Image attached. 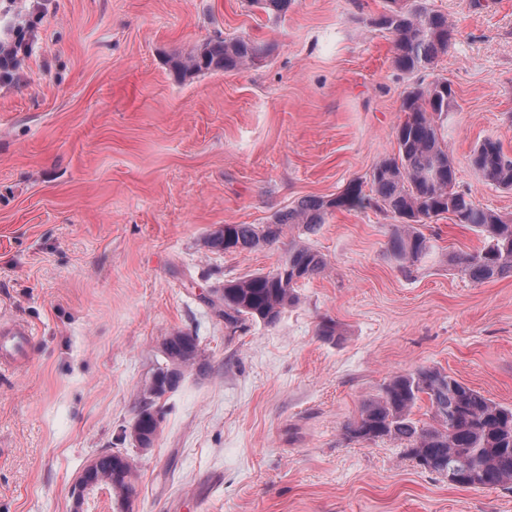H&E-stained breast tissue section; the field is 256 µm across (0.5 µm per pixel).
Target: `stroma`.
Segmentation results:
<instances>
[{"label":"stroma","mask_w":512,"mask_h":512,"mask_svg":"<svg viewBox=\"0 0 512 512\" xmlns=\"http://www.w3.org/2000/svg\"><path fill=\"white\" fill-rule=\"evenodd\" d=\"M454 27L447 53L408 73L370 21L388 0H47L22 68L0 80V318L37 338L0 367V512H72L102 456L134 468L132 512H512V487L461 488L396 443L345 425L392 376L435 367L512 406V277L472 283L448 264L478 236L448 216L432 253L402 270L395 220L337 210L305 242L326 270L271 325L230 328L204 301L266 272L291 240L208 251L226 224H266L331 197L397 151L405 92H454L457 189L512 217L474 147L512 156V0H423ZM246 37L254 65L178 80L168 58ZM337 334H319L323 319ZM198 336L207 368L161 398L149 450L124 430L166 337Z\"/></svg>","instance_id":"stroma-1"}]
</instances>
